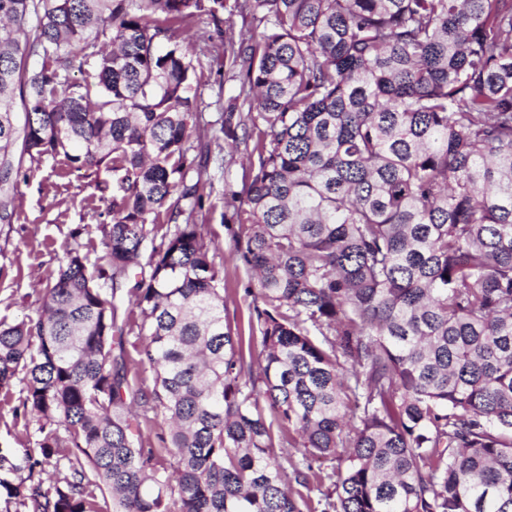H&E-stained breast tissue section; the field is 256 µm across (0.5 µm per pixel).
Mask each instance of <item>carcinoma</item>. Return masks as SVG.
Masks as SVG:
<instances>
[{"label":"carcinoma","mask_w":512,"mask_h":512,"mask_svg":"<svg viewBox=\"0 0 512 512\" xmlns=\"http://www.w3.org/2000/svg\"><path fill=\"white\" fill-rule=\"evenodd\" d=\"M235 8L254 32L224 44L243 98L220 132L253 141L224 196L257 374L186 181L174 24L219 29L224 0H0V224L27 160L113 173L104 263L68 252L42 313L0 322V390L24 372L38 422L25 456L69 474L0 486L33 512H99L104 489L112 512H512V0ZM126 297L149 394L114 354ZM135 398L170 426L168 472Z\"/></svg>","instance_id":"1"}]
</instances>
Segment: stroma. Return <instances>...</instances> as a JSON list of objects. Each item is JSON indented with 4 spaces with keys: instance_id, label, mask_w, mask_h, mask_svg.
<instances>
[{
    "instance_id": "1",
    "label": "stroma",
    "mask_w": 512,
    "mask_h": 512,
    "mask_svg": "<svg viewBox=\"0 0 512 512\" xmlns=\"http://www.w3.org/2000/svg\"><path fill=\"white\" fill-rule=\"evenodd\" d=\"M251 30L250 18L235 12L226 14L222 28L203 17L182 25L176 33L177 40L196 47L198 110L189 144L204 143L210 150L205 172L189 169L186 180L200 185L202 208L196 221L204 225L207 239L218 249L228 319L233 331L244 337L253 313L247 293L253 279L243 266L228 259L236 222L224 206V189H244L246 149L219 144L217 136L225 106L241 91L239 74L225 64L221 44L227 37H244ZM111 201V164L78 169L61 155L33 164L13 194L12 222L0 224V322L14 324L38 317L47 280L56 274L69 249L79 248L90 264L100 263L106 249L96 226L107 221ZM21 399L20 385L7 393L0 391V454L9 459L8 465L0 467V478L15 485L39 479L44 486H52L54 475L29 470L22 458L25 449L35 445L38 424L32 415L17 414Z\"/></svg>"
}]
</instances>
